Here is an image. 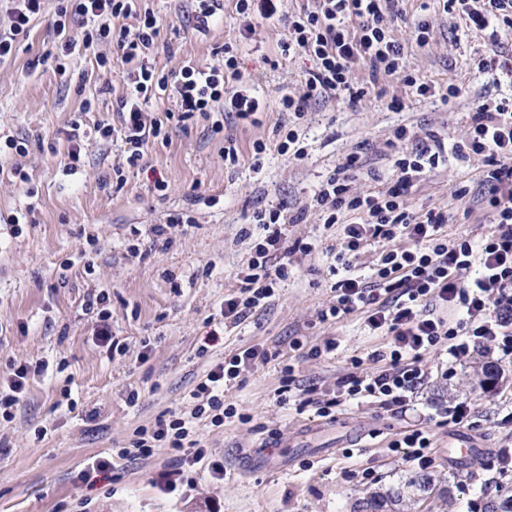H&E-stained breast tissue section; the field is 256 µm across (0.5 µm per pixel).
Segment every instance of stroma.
Masks as SVG:
<instances>
[{
  "label": "stroma",
  "mask_w": 512,
  "mask_h": 512,
  "mask_svg": "<svg viewBox=\"0 0 512 512\" xmlns=\"http://www.w3.org/2000/svg\"><path fill=\"white\" fill-rule=\"evenodd\" d=\"M61 0H44L29 38L9 63L0 65V379L21 363H48L47 374L29 376L12 420H0V512H353L355 503L379 488L399 484L416 470L389 448L403 427H431L433 453L427 470L436 490L415 494L410 512H489L501 495L512 494V475L486 469L498 450L512 443V359L499 352L474 353L457 364L446 349L428 354L431 376L406 412L393 413L365 402L342 408L335 419L317 417L314 406L279 405L284 367L295 364L300 388L332 394L350 359L364 357L383 340L370 335L360 314L322 319L333 301L332 269L341 240L325 226L313 196L350 153L362 167L353 192L368 195L390 186L394 158L386 148L397 128L436 137L445 146L442 163L414 188L412 209L448 213V236L473 238L491 231L480 179L482 157L459 160L452 150L465 138L469 115L482 100L512 94V76L479 69L499 52L512 56V35L497 23L483 29L443 10L442 0H399L391 23L402 43L407 68L435 85L422 99L398 78L387 77L357 103L336 95L310 102L301 124L305 154L277 150L282 92H297L312 62L282 55L283 23L254 20L250 38L232 0H223L209 31L193 28L190 0H137L138 12L164 23L168 50L154 57L157 68L178 70L183 61L220 65L216 49L238 47L244 82L266 109L256 123L167 118V100L151 101L163 131L149 140L133 167L124 165V145L97 132L119 126L124 65L108 42L54 62L35 65L54 50V26ZM427 20L433 37L416 43L414 24ZM460 94L448 98L449 86ZM402 105H391L392 96ZM80 141H70L73 123ZM24 145L17 152L6 140ZM234 140L238 163L224 160V143ZM263 142L261 171L250 166L254 142ZM79 149L80 162L68 153ZM22 169L27 181L15 179ZM165 190H157L158 182ZM467 187L458 197L459 187ZM304 211L288 225L289 240L312 244L310 254L291 256L288 275L264 306L235 326H224L225 299L238 295L235 273L252 254L262 228L251 218L259 210ZM28 215L21 229L12 219ZM167 227L156 237L154 225ZM93 270H86V260ZM105 292L118 347L95 345L97 322L87 314L89 294ZM217 340H210V333ZM339 347L330 356L307 350L325 339ZM302 350H292L293 340ZM260 344L270 353L246 378L224 393L239 421L213 426L203 421L197 436L224 461L223 480L207 462L186 469L178 493L161 489L171 463L167 449L152 457L121 460L134 432L160 416L192 407L197 381L225 355ZM497 362L506 380L489 390L475 388L473 368ZM138 392L129 405L130 392ZM470 401L472 424L448 427L440 420L449 404ZM475 443L466 463L451 461L448 441ZM113 458L94 484L78 481L93 459Z\"/></svg>",
  "instance_id": "obj_1"
}]
</instances>
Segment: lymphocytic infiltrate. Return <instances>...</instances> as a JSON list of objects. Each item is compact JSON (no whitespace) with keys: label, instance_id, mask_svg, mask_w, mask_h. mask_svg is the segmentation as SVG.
<instances>
[{"label":"lymphocytic infiltrate","instance_id":"lymphocytic-infiltrate-1","mask_svg":"<svg viewBox=\"0 0 512 512\" xmlns=\"http://www.w3.org/2000/svg\"><path fill=\"white\" fill-rule=\"evenodd\" d=\"M133 6L134 0H67L55 22L65 34L70 20L78 19L85 46L109 42L126 63L121 124L102 126L100 133L122 140L127 165H136L149 139L161 133V122L147 109L153 99L166 97L182 121L212 112L246 120L262 111V102L238 82V52L232 44L224 46L223 65L188 60L178 72L156 71L150 59L162 44V24L147 12L137 24L122 25ZM443 7L476 27L493 19L512 30V0H480L476 7L471 0H444ZM42 9L43 0H0V14L7 19V29L0 33V64L13 57L18 36L28 34ZM282 50L304 54L314 63L300 92L280 98L286 114L280 124L285 138L277 149L283 154L303 153L296 126L309 101L342 93L355 102L376 88L380 78L389 76L399 78L418 96L436 94L433 85L407 69L405 49L391 33L384 0H315L313 7L289 15L288 40ZM356 66L367 72L359 83L349 78ZM229 78L237 80L235 90L226 89ZM408 142L413 150L403 151ZM387 147L396 156L390 187L367 196L353 193L351 175L359 169V158L350 155L315 196L317 207L327 215L326 225H339L342 234V249L336 256L341 273L332 287L328 316L340 319L360 313L372 335L387 339L385 347L368 358H351L352 370L337 380L336 396L315 399L316 412L323 418H334L343 403L366 398L385 409H404L429 376L425 356L440 347H447L459 361L479 345L512 355V97L478 102L466 138L453 145L459 158L476 155L484 162L482 184L488 190L493 229L481 240L466 235L449 238L447 212L430 209L420 214L406 204L424 171L441 162L442 147L420 142L417 131L407 127L398 128ZM253 219L261 224L263 234L237 273L240 295L224 302L222 316L230 324L240 323L273 296L277 281L287 273V258L312 250L310 244L289 242L285 233L287 225L302 221V214L282 207L254 212ZM372 248L377 256L370 277L356 275L355 262ZM447 311L452 314L448 320L443 317ZM267 356L263 346L252 345L214 364L192 391L191 411L174 412L154 426L136 429L129 446L118 450V458H146L165 448L183 467L206 459L208 451L196 438L197 422L207 419L217 427L234 422L237 411L225 402L224 389ZM390 448L411 466L428 467L429 427L405 428Z\"/></svg>","mask_w":512,"mask_h":512}]
</instances>
